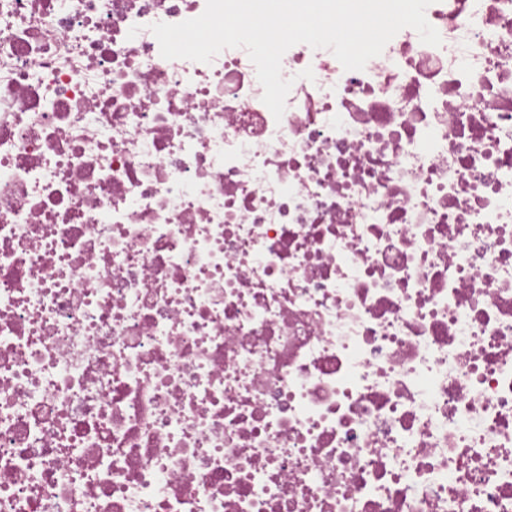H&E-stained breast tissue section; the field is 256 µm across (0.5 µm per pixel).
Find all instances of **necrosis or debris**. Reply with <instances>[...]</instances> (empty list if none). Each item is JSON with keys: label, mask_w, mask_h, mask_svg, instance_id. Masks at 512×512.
I'll list each match as a JSON object with an SVG mask.
<instances>
[{"label": "necrosis or debris", "mask_w": 512, "mask_h": 512, "mask_svg": "<svg viewBox=\"0 0 512 512\" xmlns=\"http://www.w3.org/2000/svg\"><path fill=\"white\" fill-rule=\"evenodd\" d=\"M205 7L0 0V512H512V0L278 119Z\"/></svg>", "instance_id": "obj_1"}]
</instances>
